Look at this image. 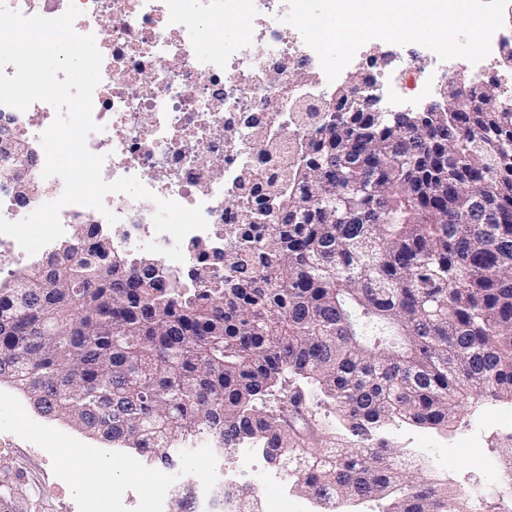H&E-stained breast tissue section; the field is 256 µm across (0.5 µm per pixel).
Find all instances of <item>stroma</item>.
<instances>
[{"label": "stroma", "mask_w": 512, "mask_h": 512, "mask_svg": "<svg viewBox=\"0 0 512 512\" xmlns=\"http://www.w3.org/2000/svg\"><path fill=\"white\" fill-rule=\"evenodd\" d=\"M251 16L250 0H241L238 12L223 27L202 30L195 53L207 58L230 50ZM413 53L419 66L429 60L422 45H389L371 41L366 54L376 58L374 68L357 60L339 74V81L373 70L389 73L395 58ZM512 437V404L464 405L448 430L404 424L391 428L388 438L398 450L427 449L441 469L426 468L428 478L448 484L459 496L480 491L487 505L500 503L512 491V477L499 465L498 448ZM167 469L134 450L93 438L65 422L38 414L14 389L0 386V477H10L18 512H87L90 504H117L120 512H139L143 498L158 495Z\"/></svg>", "instance_id": "1"}]
</instances>
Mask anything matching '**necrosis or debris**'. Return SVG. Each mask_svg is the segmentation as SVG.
I'll return each instance as SVG.
<instances>
[{
    "mask_svg": "<svg viewBox=\"0 0 512 512\" xmlns=\"http://www.w3.org/2000/svg\"><path fill=\"white\" fill-rule=\"evenodd\" d=\"M26 16L55 18L69 3L81 15L76 32L93 35L103 61L101 81L93 93V118L101 129L87 139L89 150L104 155L109 180L137 177L157 197L182 206L201 207L207 230H196L182 242L183 262L159 257L164 275L174 284L188 285L190 270L213 261L224 247V228L233 217L224 211V195L247 156V146L231 138L230 130L250 119L279 121L266 109L273 84L288 80L298 63L318 64L316 52L301 34L283 37L278 19L288 11L286 0H255L253 24L221 56L198 58L194 41L201 14L221 17L236 11L239 0H0ZM262 42L254 52V42ZM423 72L412 59L402 58L386 77L398 101H412L434 92L442 73ZM55 118L54 108L37 101L28 110L14 108L0 114L12 133L40 137ZM207 160L224 164V177L203 175ZM64 183L53 176L42 180L26 204L0 191V216L18 221L41 205L57 200ZM118 217L112 243L132 253L144 243L170 247L173 239L156 234L153 201L136 200L123 193L105 198ZM208 240L210 251H194L193 243Z\"/></svg>",
    "mask_w": 512,
    "mask_h": 512,
    "instance_id": "1",
    "label": "necrosis or debris"
}]
</instances>
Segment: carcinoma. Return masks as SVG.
Masks as SVG:
<instances>
[{
  "label": "carcinoma",
  "mask_w": 512,
  "mask_h": 512,
  "mask_svg": "<svg viewBox=\"0 0 512 512\" xmlns=\"http://www.w3.org/2000/svg\"><path fill=\"white\" fill-rule=\"evenodd\" d=\"M358 85L288 113L277 175L240 168V223L192 287L96 224L0 284V384L168 465L197 436L257 446L327 512H463L383 433L512 402V101L451 83L448 111L403 120L363 111ZM269 131H247L254 152ZM318 400L339 437L305 448Z\"/></svg>",
  "instance_id": "1"
}]
</instances>
